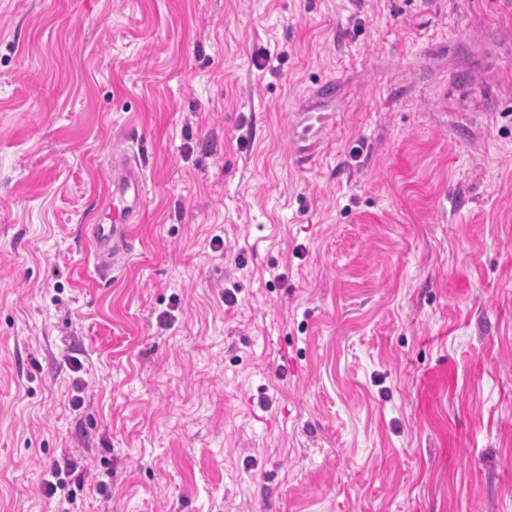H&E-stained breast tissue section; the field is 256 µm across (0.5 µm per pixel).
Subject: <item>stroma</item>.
Here are the masks:
<instances>
[{
  "label": "stroma",
  "mask_w": 512,
  "mask_h": 512,
  "mask_svg": "<svg viewBox=\"0 0 512 512\" xmlns=\"http://www.w3.org/2000/svg\"><path fill=\"white\" fill-rule=\"evenodd\" d=\"M63 458L68 512H512V0H0V512ZM145 184V171L137 156L113 160L102 215L95 224L83 227L99 270H107L111 261L114 265L118 257L128 254L135 240V224L143 217Z\"/></svg>",
  "instance_id": "obj_1"
}]
</instances>
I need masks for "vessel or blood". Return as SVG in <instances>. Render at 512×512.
Segmentation results:
<instances>
[{
  "instance_id": "1",
  "label": "vessel or blood",
  "mask_w": 512,
  "mask_h": 512,
  "mask_svg": "<svg viewBox=\"0 0 512 512\" xmlns=\"http://www.w3.org/2000/svg\"><path fill=\"white\" fill-rule=\"evenodd\" d=\"M146 175L137 156L113 161L105 191V205L96 223L83 233L93 247L99 270L127 255L135 239V226L144 211Z\"/></svg>"
}]
</instances>
